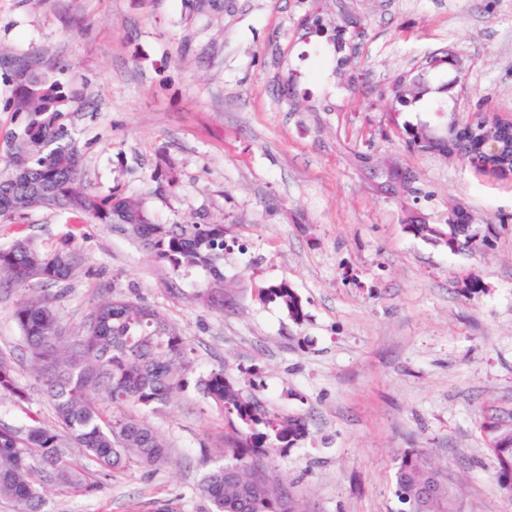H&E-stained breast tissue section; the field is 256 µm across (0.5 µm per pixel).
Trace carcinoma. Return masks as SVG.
I'll list each match as a JSON object with an SVG mask.
<instances>
[{
	"mask_svg": "<svg viewBox=\"0 0 512 512\" xmlns=\"http://www.w3.org/2000/svg\"><path fill=\"white\" fill-rule=\"evenodd\" d=\"M357 23L336 16L316 14L309 28L316 33L332 30L336 43L337 69L355 59L348 42ZM14 62L11 80L15 89L3 110L21 115L22 125L8 144L0 169V220H12L28 212L13 200L33 198V207L63 210L76 219L110 224L112 229L137 240L155 258L176 274L202 273L207 287L199 297L215 307L224 305V225L158 224L142 202L132 196H99L81 185L80 149L65 116L77 100L60 73L39 71L32 62ZM443 70L425 66L416 73L394 77L387 86L389 111L397 114L423 104V111H450L449 87L461 80L453 73L437 86L431 77ZM406 139L436 136L427 123H402ZM446 136L456 138V148L446 157L478 168L512 169V129L497 132L499 150L484 144L486 129L479 121L457 124L451 118ZM22 158L32 169V180L18 181L14 161ZM80 264L71 247L52 252L41 250L28 238L0 247V289L25 290L39 284L50 286L71 279ZM294 321L304 319L302 301L287 288L265 289ZM12 319L24 340L30 371L52 402L58 428L30 425L25 430L0 423V501L13 512H49V492L57 486L75 493L92 494L96 481L65 460L60 443L66 438L105 471L132 465L157 470L169 463L170 450L164 437L146 420L123 412L128 405L156 409L169 405L182 385L189 367L187 348L175 327L157 309L119 295H105L96 303L84 325L67 333L52 297L31 295L18 303ZM202 394L238 423L239 438L227 449L228 460L207 471L200 492L208 512H303L284 489L255 468L250 454L264 449L282 452L308 434L300 417L270 411L255 395L246 394L224 377V370L201 376ZM21 401L27 397L11 359L0 356V399ZM112 414H107V411ZM491 451L498 481L512 477V434L499 432L489 422ZM437 480L434 497L419 498L420 487ZM396 493L406 512H448V492L438 471L419 453L402 456L396 471Z\"/></svg>",
	"mask_w": 512,
	"mask_h": 512,
	"instance_id": "cac0c4a2",
	"label": "carcinoma"
}]
</instances>
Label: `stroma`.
I'll use <instances>...</instances> for the list:
<instances>
[{
    "instance_id": "1",
    "label": "stroma",
    "mask_w": 512,
    "mask_h": 512,
    "mask_svg": "<svg viewBox=\"0 0 512 512\" xmlns=\"http://www.w3.org/2000/svg\"><path fill=\"white\" fill-rule=\"evenodd\" d=\"M341 8L362 31L348 85L330 35L305 29ZM0 48L42 70L68 65L87 191L135 195L163 224L223 225L228 244L216 308L198 297L200 273L171 275L111 225L43 209L0 222V247L73 242L76 275L47 290L67 331L118 292L166 314L192 361L167 407L125 409L164 436L171 465L108 475L66 448L100 490L54 495L51 512H146L166 499L204 512L198 486L237 427L197 386L214 369L307 420L305 440L259 464L309 512H401L408 451L441 473L450 512H512L484 429H512V177L409 150L379 96L446 51L464 61L459 118L512 119V0H216L195 17L186 0H0ZM360 151L412 171L415 192L380 193ZM457 204L486 245L453 253L406 228L412 216L447 224ZM470 277L482 291L467 290ZM283 282L303 321L263 295ZM22 296L0 291V355L14 357L28 398L0 400V421L51 426L12 319Z\"/></svg>"
}]
</instances>
